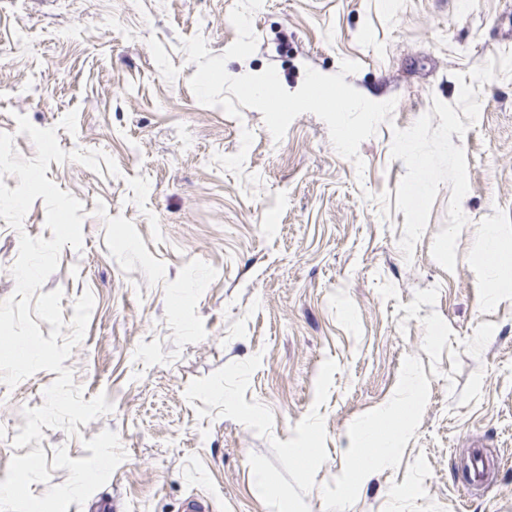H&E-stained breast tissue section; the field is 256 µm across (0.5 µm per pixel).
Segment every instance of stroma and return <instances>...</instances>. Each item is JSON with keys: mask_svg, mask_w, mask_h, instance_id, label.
I'll return each mask as SVG.
<instances>
[{"mask_svg": "<svg viewBox=\"0 0 512 512\" xmlns=\"http://www.w3.org/2000/svg\"><path fill=\"white\" fill-rule=\"evenodd\" d=\"M236 0H0V132L34 158L16 115L57 131L62 149L112 157L119 175L75 162L46 173L83 206L81 250L64 247L43 292L64 320L92 292L83 340L64 365L84 400L112 412L43 431L46 458L114 431L127 453L94 493L113 512H512V267L488 262L492 229L512 255V0H263L253 54L230 76L274 67L298 90L306 69L346 76L366 98L395 100L391 122L358 150L335 149L324 121L296 117L274 139L261 112L200 104L181 41L219 56L236 40ZM494 61L466 153L468 219L456 268L433 258L451 195L440 185L412 259L399 241L394 128L434 101L455 104L457 74ZM77 112V131L59 123ZM35 200L14 229L0 218V302L15 290L19 235L51 239ZM55 373L0 383V479ZM401 411L392 459L361 472L386 411ZM490 463L466 494L462 445ZM317 449L301 462L297 449Z\"/></svg>", "mask_w": 512, "mask_h": 512, "instance_id": "1", "label": "stroma"}]
</instances>
